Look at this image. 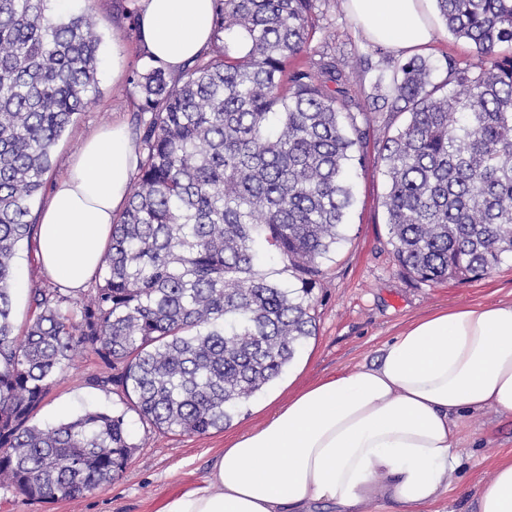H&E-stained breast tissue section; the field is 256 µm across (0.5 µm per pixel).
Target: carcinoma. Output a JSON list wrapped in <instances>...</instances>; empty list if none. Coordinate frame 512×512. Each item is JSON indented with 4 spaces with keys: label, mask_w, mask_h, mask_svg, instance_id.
<instances>
[{
    "label": "carcinoma",
    "mask_w": 512,
    "mask_h": 512,
    "mask_svg": "<svg viewBox=\"0 0 512 512\" xmlns=\"http://www.w3.org/2000/svg\"><path fill=\"white\" fill-rule=\"evenodd\" d=\"M48 0H0V485L29 501L77 499L114 480L134 445L126 412L30 421L85 349L151 427L204 435L229 425L314 335L312 291L344 239L370 116L349 75L311 51L317 0H214V45L176 77L149 65L143 151L112 224L103 281L82 297L34 288L24 336L11 289L31 200L53 146L91 101L100 37ZM477 63L433 78L414 56L379 78L374 111L406 115L378 161L400 266L422 282L464 279L512 256V0H434ZM275 257L300 284L261 264Z\"/></svg>",
    "instance_id": "obj_1"
}]
</instances>
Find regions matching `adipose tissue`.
Here are the masks:
<instances>
[{"label": "adipose tissue", "instance_id": "obj_1", "mask_svg": "<svg viewBox=\"0 0 512 512\" xmlns=\"http://www.w3.org/2000/svg\"><path fill=\"white\" fill-rule=\"evenodd\" d=\"M143 49L171 71L206 50L214 0H137ZM374 42H432L424 0H346ZM136 148L122 127L84 138L37 230L41 275L72 290L99 272L129 197ZM512 416V301L447 308L410 323L372 363L295 391L225 447L209 476L163 512H431L459 464L463 414ZM477 512H512V453L476 492Z\"/></svg>", "mask_w": 512, "mask_h": 512}]
</instances>
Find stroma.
Masks as SVG:
<instances>
[{
    "instance_id": "35a3bbf8",
    "label": "stroma",
    "mask_w": 512,
    "mask_h": 512,
    "mask_svg": "<svg viewBox=\"0 0 512 512\" xmlns=\"http://www.w3.org/2000/svg\"><path fill=\"white\" fill-rule=\"evenodd\" d=\"M48 7L54 13L91 14L102 42L92 102L75 115L54 146L45 188L31 204L35 216L44 207L50 187L79 154L83 135L118 123L131 136H138L141 99L131 79L147 62L133 20L136 0H66L61 6L50 0ZM315 25L312 48L317 54L354 67L350 90L362 104L375 77L410 56L406 50L377 47L354 24L344 0H331L329 7L320 8ZM420 54L436 66L435 77L439 80L446 76L447 60L465 65L474 56L468 42L441 26ZM389 121V116H377L370 129L367 161L354 177L355 204L345 227L346 239L325 261V274L312 291L316 332L267 392L251 400L224 429L204 435L162 433L142 422L135 411L126 410L136 449L126 469L111 483L75 500L46 502L26 500L12 488L1 486L0 512H161L171 496L206 479L216 457L224 451L226 436L257 428L267 420L269 412L264 404L270 393L290 383L305 387L322 377L375 361L408 322L433 310L512 300L511 258L486 275L438 283L416 281L399 266L388 242L382 205L386 178L377 160V141ZM36 248V243H29L16 258L12 299L21 321L29 315L31 290L47 284L35 265ZM103 369L95 353H84L76 366L59 376L38 410L35 424H54L87 409H126L120 394L92 386V377ZM463 425L466 439L461 446L462 463L451 478V492L439 504L441 512H473L478 482L489 478L494 463L512 452V417L486 410L464 416Z\"/></svg>"
}]
</instances>
